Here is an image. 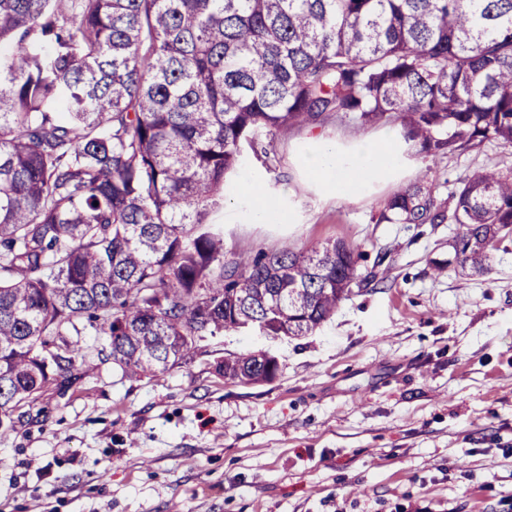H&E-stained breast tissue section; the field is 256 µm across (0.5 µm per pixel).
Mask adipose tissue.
Here are the masks:
<instances>
[{"label": "adipose tissue", "mask_w": 512, "mask_h": 512, "mask_svg": "<svg viewBox=\"0 0 512 512\" xmlns=\"http://www.w3.org/2000/svg\"><path fill=\"white\" fill-rule=\"evenodd\" d=\"M301 163L328 196L351 198L391 180L403 158L395 130L386 129L377 138L357 140L349 148L321 138L310 139L301 150Z\"/></svg>", "instance_id": "1"}]
</instances>
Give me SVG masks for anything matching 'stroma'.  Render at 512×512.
Listing matches in <instances>:
<instances>
[{
	"label": "stroma",
	"mask_w": 512,
	"mask_h": 512,
	"mask_svg": "<svg viewBox=\"0 0 512 512\" xmlns=\"http://www.w3.org/2000/svg\"><path fill=\"white\" fill-rule=\"evenodd\" d=\"M326 115L279 131L274 171L245 153L231 202L209 221L228 252L359 244L375 279L314 335L267 341L242 330L202 343L157 376L111 364L50 384L0 438V512H503L512 502V236L475 274L453 263V224H380L392 185L324 197L299 149L383 131ZM401 184L430 173L512 171L496 143L437 162L404 152ZM256 182L288 190L292 213L253 223L237 203ZM447 263L434 277L431 264ZM269 350L263 385L225 382L217 360Z\"/></svg>",
	"instance_id": "stroma-1"
}]
</instances>
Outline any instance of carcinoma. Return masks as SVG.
Instances as JSON below:
<instances>
[{
  "mask_svg": "<svg viewBox=\"0 0 512 512\" xmlns=\"http://www.w3.org/2000/svg\"><path fill=\"white\" fill-rule=\"evenodd\" d=\"M336 113L398 123L431 160L512 148V0H0V436L81 361L130 376L209 337L301 339L354 288L360 246L224 253L207 223L251 151ZM456 224L458 265L489 271L512 234V172L423 175L377 223ZM268 351L216 362L276 378Z\"/></svg>",
  "mask_w": 512,
  "mask_h": 512,
  "instance_id": "carcinoma-1",
  "label": "carcinoma"
}]
</instances>
